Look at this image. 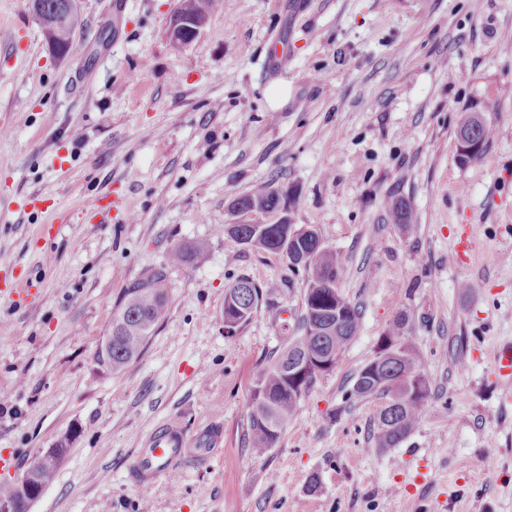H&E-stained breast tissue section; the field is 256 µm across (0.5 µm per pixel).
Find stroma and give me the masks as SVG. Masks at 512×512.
<instances>
[{
	"instance_id": "stroma-1",
	"label": "stroma",
	"mask_w": 512,
	"mask_h": 512,
	"mask_svg": "<svg viewBox=\"0 0 512 512\" xmlns=\"http://www.w3.org/2000/svg\"><path fill=\"white\" fill-rule=\"evenodd\" d=\"M82 0L56 57L27 0H0V482L68 440L31 512H512V410L492 355L512 341V0H224L173 44L178 0ZM287 51L273 69L270 56ZM482 113L484 160L458 127ZM272 185L285 214L238 216ZM32 193L40 213L18 209ZM112 220L89 210L101 196ZM407 202L412 232L387 204ZM317 227L362 307L356 337L302 399L274 448L243 440L254 381L295 329L303 273L223 225ZM201 244L184 266L179 244ZM165 268L168 310L123 372L94 355L124 290ZM276 283L224 330L238 276ZM29 292L16 294V277ZM434 397L414 432L378 448L385 398L353 386L398 313ZM177 423V481L131 474L142 441Z\"/></svg>"
}]
</instances>
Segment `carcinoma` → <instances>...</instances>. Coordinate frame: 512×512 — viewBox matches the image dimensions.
Here are the masks:
<instances>
[{"instance_id":"1","label":"carcinoma","mask_w":512,"mask_h":512,"mask_svg":"<svg viewBox=\"0 0 512 512\" xmlns=\"http://www.w3.org/2000/svg\"><path fill=\"white\" fill-rule=\"evenodd\" d=\"M38 4L35 19L47 43L69 55L72 33L82 24L80 9L71 7L70 0H38ZM184 6L207 18L224 9V0H185ZM459 132L481 144L466 155L465 162L483 160L492 136L490 126L479 114L472 113L463 119ZM286 203L287 194L269 186L233 199L232 208L237 213L263 215L284 211ZM388 209L392 223L413 229L414 213L405 201L392 200ZM294 229L295 225L286 221L222 227L224 235L235 242L279 252L287 257L291 267L302 269L307 275L303 308L297 319L299 335L289 337L284 351L260 372L251 390L243 436L260 454L275 446L302 398L319 378L332 371L325 367V362L329 359L337 362V357L357 335L361 321L358 305L341 294L329 293L343 272L336 252L323 246L316 228L307 234L296 233ZM198 250L197 245H178L169 252L168 263L186 265ZM164 281L165 274L157 271L126 289L112 316V340L101 344L95 353L98 365L118 373L139 358L154 329L166 316ZM276 292L275 285H258L242 275L225 291V317L244 311L246 318L237 326L240 330L252 320L263 302L276 322L284 313V309L272 302ZM404 324L405 315L401 312L380 338L375 356L360 369L354 383V393L360 398L389 397L373 431L377 448H395L402 443L414 431L433 397L421 358L402 334ZM68 445L69 439L60 441V452L43 459L34 475V482L40 488L54 481Z\"/></svg>"}]
</instances>
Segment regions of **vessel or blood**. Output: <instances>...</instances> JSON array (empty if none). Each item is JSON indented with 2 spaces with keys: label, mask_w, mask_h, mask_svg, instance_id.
<instances>
[{
  "label": "vessel or blood",
  "mask_w": 512,
  "mask_h": 512,
  "mask_svg": "<svg viewBox=\"0 0 512 512\" xmlns=\"http://www.w3.org/2000/svg\"><path fill=\"white\" fill-rule=\"evenodd\" d=\"M494 369L499 382L500 406H512V344L498 347ZM189 457L182 429L166 422L157 427L136 454L132 471L139 488H151L162 477L172 474Z\"/></svg>",
  "instance_id": "obj_1"
}]
</instances>
